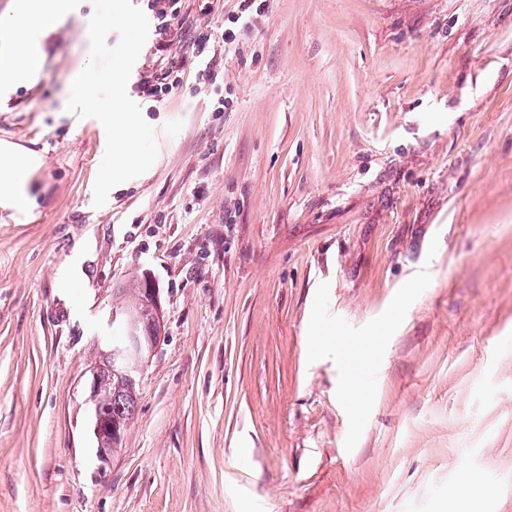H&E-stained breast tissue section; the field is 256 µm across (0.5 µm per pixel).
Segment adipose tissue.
Listing matches in <instances>:
<instances>
[{
	"label": "adipose tissue",
	"instance_id": "ef3b65f1",
	"mask_svg": "<svg viewBox=\"0 0 512 512\" xmlns=\"http://www.w3.org/2000/svg\"><path fill=\"white\" fill-rule=\"evenodd\" d=\"M74 11V0H17L11 23L0 28V37L11 43L0 59V91L10 92L40 75L45 39ZM37 164V158L0 149V202L6 208L18 213L28 209L27 185Z\"/></svg>",
	"mask_w": 512,
	"mask_h": 512
}]
</instances>
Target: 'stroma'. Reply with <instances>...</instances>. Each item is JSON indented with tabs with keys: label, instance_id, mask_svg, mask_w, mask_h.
Wrapping results in <instances>:
<instances>
[{
	"label": "stroma",
	"instance_id": "obj_1",
	"mask_svg": "<svg viewBox=\"0 0 512 512\" xmlns=\"http://www.w3.org/2000/svg\"><path fill=\"white\" fill-rule=\"evenodd\" d=\"M75 2L0 105V144L40 160L28 216L0 209V512H452L464 475L512 512V0H269L229 48L239 0H181L127 84L158 157L99 208L106 138L62 109ZM173 63V95H138ZM87 233L91 286L62 287ZM138 271L164 330L103 459L89 368ZM211 40V36L204 34L200 36L197 40H195L194 45L196 46L194 48V51L197 53V57L201 58L203 64H204V71L207 74L208 80L216 81L218 76L224 71V63H221L222 58H218L216 56V53L213 52V54L209 53L207 50L209 48V42ZM221 65H223L221 67Z\"/></svg>",
	"mask_w": 512,
	"mask_h": 512
}]
</instances>
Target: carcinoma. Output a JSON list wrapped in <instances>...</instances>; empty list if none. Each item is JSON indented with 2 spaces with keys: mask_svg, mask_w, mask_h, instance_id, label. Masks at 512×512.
<instances>
[{
  "mask_svg": "<svg viewBox=\"0 0 512 512\" xmlns=\"http://www.w3.org/2000/svg\"><path fill=\"white\" fill-rule=\"evenodd\" d=\"M145 276H132L115 291L120 304L115 309L129 311L137 319L138 334L141 336H157L160 332L158 311L146 296ZM101 361L100 386L106 397L105 407L112 423L120 430H125L132 419L137 406L139 376L129 371V359L115 352L108 354L102 348L99 355Z\"/></svg>",
  "mask_w": 512,
  "mask_h": 512,
  "instance_id": "carcinoma-1",
  "label": "carcinoma"
}]
</instances>
